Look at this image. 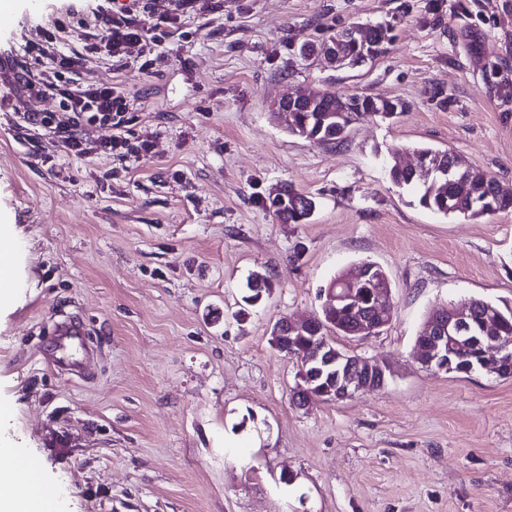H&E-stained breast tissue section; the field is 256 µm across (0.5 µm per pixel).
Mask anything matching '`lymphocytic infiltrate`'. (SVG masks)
Returning a JSON list of instances; mask_svg holds the SVG:
<instances>
[{"instance_id":"lymphocytic-infiltrate-1","label":"lymphocytic infiltrate","mask_w":512,"mask_h":512,"mask_svg":"<svg viewBox=\"0 0 512 512\" xmlns=\"http://www.w3.org/2000/svg\"><path fill=\"white\" fill-rule=\"evenodd\" d=\"M223 8V0H170L169 10L159 15L153 0H103L91 10L94 33L84 55L110 57L122 68L149 61L182 30L187 19L202 18ZM69 27L66 20H55L52 29L45 31L43 44L35 49L36 55L52 57V75L37 78L23 67L15 69L14 91L30 99L51 96L58 102L52 112H23L25 123L48 131L59 151L76 158L105 156L123 165L152 155L153 141L134 129L137 117L125 90L117 85L77 83L75 75L83 55L56 52L61 33ZM95 125L110 127L111 138L86 140L84 128Z\"/></svg>"}]
</instances>
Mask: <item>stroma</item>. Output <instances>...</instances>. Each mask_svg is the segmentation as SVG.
Returning <instances> with one entry per match:
<instances>
[{
  "instance_id": "35a3bbf8",
  "label": "stroma",
  "mask_w": 512,
  "mask_h": 512,
  "mask_svg": "<svg viewBox=\"0 0 512 512\" xmlns=\"http://www.w3.org/2000/svg\"><path fill=\"white\" fill-rule=\"evenodd\" d=\"M86 5L15 0L0 59L49 70L29 47ZM363 24L390 31L372 62L300 52ZM185 29L146 69L91 57L79 72L123 84L155 143L127 169L54 152L0 83V212L26 274L0 311V439L33 455L60 512H512V377L437 373L415 353L435 307H512V212L443 216L389 176L397 150L423 143L512 188V0H224ZM300 88L404 109L316 144L271 114ZM288 186L315 199L308 223L270 209ZM367 260L393 317L332 342L393 375L295 407L297 365L272 328L320 311L330 279ZM254 273L271 290L248 307ZM68 317L96 348L80 377L42 353Z\"/></svg>"
}]
</instances>
